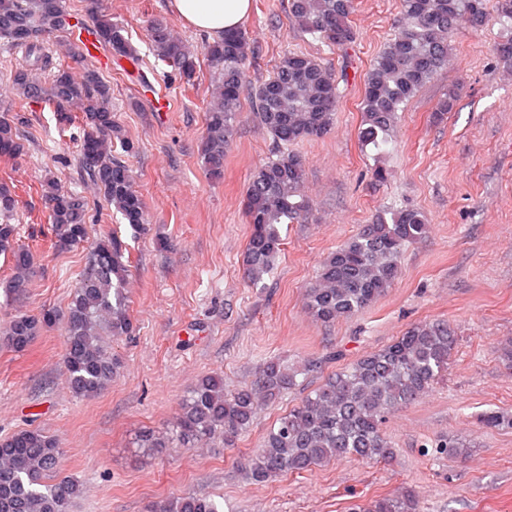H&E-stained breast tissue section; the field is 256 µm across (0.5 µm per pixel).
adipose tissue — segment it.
Wrapping results in <instances>:
<instances>
[{"label":"adipose tissue","instance_id":"1","mask_svg":"<svg viewBox=\"0 0 512 512\" xmlns=\"http://www.w3.org/2000/svg\"><path fill=\"white\" fill-rule=\"evenodd\" d=\"M169 7L187 26L213 40L241 25L250 0H169Z\"/></svg>","mask_w":512,"mask_h":512}]
</instances>
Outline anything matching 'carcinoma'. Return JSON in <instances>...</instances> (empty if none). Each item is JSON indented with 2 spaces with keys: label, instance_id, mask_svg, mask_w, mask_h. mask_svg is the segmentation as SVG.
Listing matches in <instances>:
<instances>
[{
  "label": "carcinoma",
  "instance_id": "obj_1",
  "mask_svg": "<svg viewBox=\"0 0 512 512\" xmlns=\"http://www.w3.org/2000/svg\"><path fill=\"white\" fill-rule=\"evenodd\" d=\"M84 2L92 20L90 34L100 47L114 55L136 57L125 29L105 13L103 0ZM353 10L354 0H288L289 19L331 50L353 42L349 22ZM68 16L66 0H0V48L23 53L28 63L12 77L19 95L54 105L68 121L69 112L85 114L87 129L79 145L82 176L99 185L108 204L136 230L147 223L144 202L133 188L128 167L112 149L115 140L127 154L136 153L138 146L114 122L112 97L98 72L88 69L75 78L59 66L48 90L32 79V72L54 66L48 39L68 31ZM487 18V0H402V17L364 80L362 145H379L404 106L448 65L454 30L462 24L480 29ZM148 29L149 51L171 68L163 76L193 83L196 62L182 38L160 19L151 21ZM204 50L214 85L205 112L202 155L209 174L218 177L236 132L245 92L244 68L255 50L241 27L224 32ZM250 98L260 124L277 146V152L252 174L244 204L251 224L245 274L256 285L271 272L282 250L279 225L298 224L309 210L301 193L307 157L292 146L331 132L340 89L335 73L320 59L287 51L269 78L250 88ZM23 123L21 115L0 114V156L23 155V143L17 138V127ZM43 196L54 245L63 248L90 240L92 226L86 222L81 196L62 191L51 181L44 184ZM14 209L10 187L0 183V255L12 260V274L0 287L8 299L27 294L34 265L32 253L18 244ZM427 233V218L417 209L381 211L323 260L306 290L308 311L324 324L358 314L393 285L404 247ZM124 251L116 236L91 247L65 314L18 313L8 323L9 344L19 352L43 329L63 321L64 376L76 398L97 395L112 382L120 362L108 338L133 331ZM456 345L457 336L447 322H422L328 377L266 434L259 452L247 460L249 478L260 484L334 459L390 458L392 447L383 423L394 411L415 403L448 372ZM298 373L299 369L270 359L252 385L232 394L224 392L221 379L205 377L182 399L173 428L144 432L139 447L207 448L217 439L229 447L250 428L258 410L295 385ZM59 458L58 442L39 428H22L1 438L0 512H71L80 484L73 478H55ZM159 512L223 510L211 498L187 495L168 501ZM352 512H418V500L406 489L394 498L356 504Z\"/></svg>",
  "mask_w": 512,
  "mask_h": 512
}]
</instances>
